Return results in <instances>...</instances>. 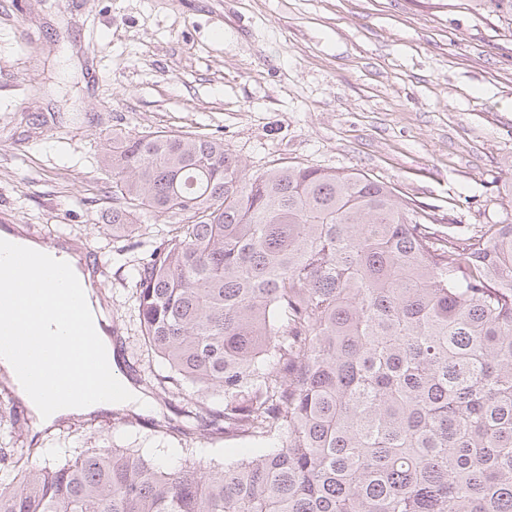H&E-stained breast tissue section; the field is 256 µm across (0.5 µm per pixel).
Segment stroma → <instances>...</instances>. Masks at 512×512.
Instances as JSON below:
<instances>
[{"instance_id":"stroma-1","label":"stroma","mask_w":512,"mask_h":512,"mask_svg":"<svg viewBox=\"0 0 512 512\" xmlns=\"http://www.w3.org/2000/svg\"><path fill=\"white\" fill-rule=\"evenodd\" d=\"M0 0V222L57 224L107 271L128 367L142 345L116 254L113 130H205L246 175L271 164L354 170L423 206L442 231L494 224L512 185V31L467 0ZM75 423L79 448L177 447L178 418Z\"/></svg>"}]
</instances>
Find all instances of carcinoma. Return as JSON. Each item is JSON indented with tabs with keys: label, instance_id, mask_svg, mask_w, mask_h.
Segmentation results:
<instances>
[{
	"label": "carcinoma",
	"instance_id": "obj_1",
	"mask_svg": "<svg viewBox=\"0 0 512 512\" xmlns=\"http://www.w3.org/2000/svg\"><path fill=\"white\" fill-rule=\"evenodd\" d=\"M512 22V0H470ZM112 237L168 225L131 281L177 437L44 465L0 390V512H512V222L441 235L363 173H244L224 138L112 130ZM220 396L213 407L207 397Z\"/></svg>",
	"mask_w": 512,
	"mask_h": 512
}]
</instances>
